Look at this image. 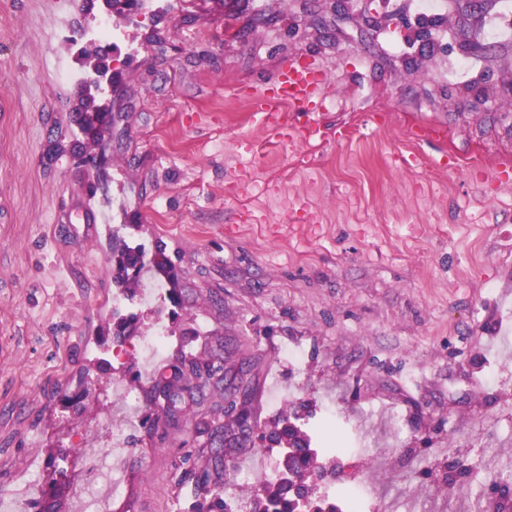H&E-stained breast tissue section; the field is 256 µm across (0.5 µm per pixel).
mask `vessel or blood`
Here are the masks:
<instances>
[{
  "label": "vessel or blood",
  "instance_id": "obj_1",
  "mask_svg": "<svg viewBox=\"0 0 512 512\" xmlns=\"http://www.w3.org/2000/svg\"><path fill=\"white\" fill-rule=\"evenodd\" d=\"M325 84L324 73L290 64L282 67L272 81L247 90L246 95L259 125L290 138L295 130L288 123L286 106L322 97Z\"/></svg>",
  "mask_w": 512,
  "mask_h": 512
}]
</instances>
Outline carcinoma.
<instances>
[{
  "label": "carcinoma",
  "mask_w": 512,
  "mask_h": 512,
  "mask_svg": "<svg viewBox=\"0 0 512 512\" xmlns=\"http://www.w3.org/2000/svg\"><path fill=\"white\" fill-rule=\"evenodd\" d=\"M157 274L175 280L173 263L163 243L155 242L151 251L146 245L133 242L112 230V283L129 300L141 292L144 266ZM135 316L112 313V336L123 343L131 335ZM210 335L195 331L185 337L169 357L170 374L151 382L144 389L147 412L142 417L145 439L153 440L159 428L170 426L169 415L182 412L183 393L200 392L207 402L224 393L220 387H209L208 377L227 368L228 359L222 349H208ZM258 428L252 407V394L248 393L229 408L198 422L194 435L204 439L202 450L184 460L180 486L186 488L183 512H228L224 501V482L231 478L233 467L226 457L238 458L250 448L247 429ZM271 444L291 448L287 461H279L277 473L254 493L253 512H288V501L302 502L305 512H342L339 500L345 489L338 483L345 477L336 475V464L324 461L326 454L312 447L311 436L299 423L298 407L283 411L265 429ZM448 472L464 480L478 475L476 463L455 457L448 461ZM498 499L512 503V468L489 478Z\"/></svg>",
  "instance_id": "cac0c4a2"
}]
</instances>
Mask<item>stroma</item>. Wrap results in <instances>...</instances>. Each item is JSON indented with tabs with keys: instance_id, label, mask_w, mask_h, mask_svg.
<instances>
[{
	"instance_id": "obj_1",
	"label": "stroma",
	"mask_w": 512,
	"mask_h": 512,
	"mask_svg": "<svg viewBox=\"0 0 512 512\" xmlns=\"http://www.w3.org/2000/svg\"><path fill=\"white\" fill-rule=\"evenodd\" d=\"M153 0L134 20L86 0H0V494L45 512L111 451L133 512H180L183 430L111 449L116 379L149 382L138 349L205 325L254 366L258 415L304 405L314 447L372 440L366 483L384 512H471L416 473L448 457L512 464V37L504 0ZM403 14L406 25L389 17ZM109 22L115 87L100 143L77 127V50ZM326 76L293 113L300 137L254 123L244 92L282 66ZM441 128L443 140L425 137ZM101 156L79 165L78 153ZM163 241L183 295L136 299L112 339V228ZM301 350V362L284 356ZM109 371H100L99 361ZM405 429L395 454L392 420ZM46 466L39 493L24 474ZM167 348V336L164 326L158 325L153 334L141 344L139 351L146 358H154L162 355Z\"/></svg>"
}]
</instances>
